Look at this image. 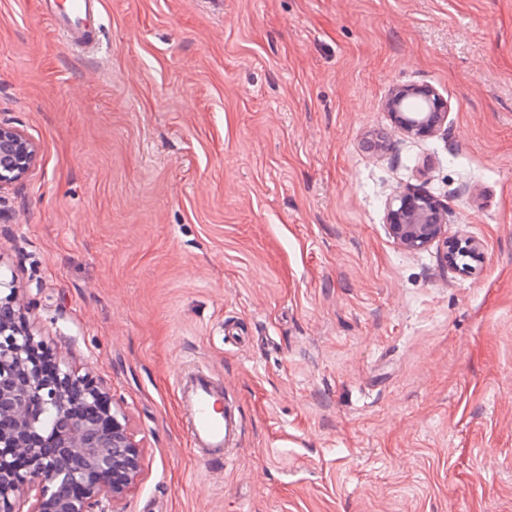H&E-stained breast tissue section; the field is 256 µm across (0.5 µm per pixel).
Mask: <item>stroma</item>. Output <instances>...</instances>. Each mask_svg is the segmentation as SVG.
Segmentation results:
<instances>
[{"label":"stroma","instance_id":"stroma-1","mask_svg":"<svg viewBox=\"0 0 512 512\" xmlns=\"http://www.w3.org/2000/svg\"><path fill=\"white\" fill-rule=\"evenodd\" d=\"M99 53L0 0V273L144 447L124 512H512V0H103ZM398 83L448 101L396 131ZM387 133V150L364 149ZM408 187L468 275L384 227ZM239 405L191 448L189 363ZM424 103L419 110H411V102ZM394 128L412 137L434 136L448 119V103L428 84L397 85L390 89L384 100ZM39 149L23 131L0 123V190L22 183L34 170Z\"/></svg>","mask_w":512,"mask_h":512}]
</instances>
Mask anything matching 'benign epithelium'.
I'll return each mask as SVG.
<instances>
[{
  "label": "benign epithelium",
  "mask_w": 512,
  "mask_h": 512,
  "mask_svg": "<svg viewBox=\"0 0 512 512\" xmlns=\"http://www.w3.org/2000/svg\"><path fill=\"white\" fill-rule=\"evenodd\" d=\"M384 107L412 137L434 136L448 119L447 101L428 84L393 87ZM38 159L33 140L0 123V190L25 181ZM386 230L410 251L444 241L454 271L469 269L459 254L482 258L477 240L448 236V207L421 191L387 201ZM29 310L15 281L0 278V512H123L144 467L141 441L102 386L59 365L44 370Z\"/></svg>",
  "instance_id": "benign-epithelium-1"
}]
</instances>
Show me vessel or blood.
Wrapping results in <instances>:
<instances>
[{"instance_id": "b4317fda", "label": "vessel or blood", "mask_w": 512, "mask_h": 512, "mask_svg": "<svg viewBox=\"0 0 512 512\" xmlns=\"http://www.w3.org/2000/svg\"><path fill=\"white\" fill-rule=\"evenodd\" d=\"M101 0H42V13L73 49L92 51L99 41ZM176 387L187 410L185 421L193 448L209 460L230 461L242 433L238 405L209 373L178 378Z\"/></svg>"}]
</instances>
